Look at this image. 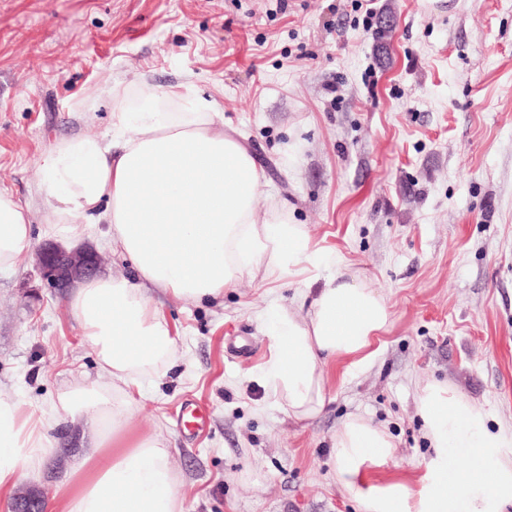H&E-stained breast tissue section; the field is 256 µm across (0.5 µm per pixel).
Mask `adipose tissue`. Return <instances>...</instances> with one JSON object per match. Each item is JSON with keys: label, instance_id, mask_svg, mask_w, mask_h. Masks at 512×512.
I'll list each match as a JSON object with an SVG mask.
<instances>
[{"label": "adipose tissue", "instance_id": "adipose-tissue-1", "mask_svg": "<svg viewBox=\"0 0 512 512\" xmlns=\"http://www.w3.org/2000/svg\"><path fill=\"white\" fill-rule=\"evenodd\" d=\"M216 99L188 98L181 88L147 92L136 112L112 115L110 143L89 137L62 142L46 158L41 186L56 236L71 238L73 216L104 221L129 277L83 281L69 304L99 371L112 386L84 379L60 390L48 410H25L0 396V494L21 474H39L54 447L50 432L90 408L91 448L66 472L51 512H183L171 454L157 435H135L128 386L174 359L175 338L150 295L161 288L189 303L212 301L256 267L270 276L302 277L305 316L278 303L261 313L272 348L263 378L297 419L321 412L325 367L339 358L371 362L374 339L392 314L385 296L349 271L341 257L309 247L305 225L258 215L263 175L225 130ZM31 243L27 209L0 192V271L13 268ZM416 411L434 455L420 490L393 478L369 491L364 473L395 455L392 436L354 415L334 437L337 484L362 512H505L512 507V460L503 431L490 430L485 409L451 384L420 387ZM467 465H459L458 455Z\"/></svg>", "mask_w": 512, "mask_h": 512}]
</instances>
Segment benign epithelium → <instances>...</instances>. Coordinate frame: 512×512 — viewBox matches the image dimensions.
<instances>
[{"mask_svg": "<svg viewBox=\"0 0 512 512\" xmlns=\"http://www.w3.org/2000/svg\"><path fill=\"white\" fill-rule=\"evenodd\" d=\"M37 261L42 280L58 291L72 287L77 281L96 277L102 265L101 256L91 248L67 250L54 243L37 247ZM43 503L41 493L21 492L12 498L10 512H42Z\"/></svg>", "mask_w": 512, "mask_h": 512, "instance_id": "7a95c632", "label": "benign epithelium"}]
</instances>
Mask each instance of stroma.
<instances>
[{"label":"stroma","instance_id":"1","mask_svg":"<svg viewBox=\"0 0 512 512\" xmlns=\"http://www.w3.org/2000/svg\"><path fill=\"white\" fill-rule=\"evenodd\" d=\"M374 2L393 16L382 54L356 0H0V190L28 210L33 242L0 272V396L38 410L82 378L110 382L37 271L55 222L41 171L65 139L110 141L113 113L147 86L217 99L264 175L260 212L305 225L392 313L373 362L329 363L323 410L299 421L262 377L258 320L273 300L297 308L298 283L259 271L198 305L154 290L178 361L146 379L128 427L165 438L183 512H359L334 471L353 414L396 444L375 480L419 490L433 450L415 398L432 379L512 434V0ZM78 225L104 275H129L106 225ZM233 336L251 356L227 353ZM189 402L208 409L195 434L177 422ZM93 415L53 430V456L17 490L53 499Z\"/></svg>","mask_w":512,"mask_h":512}]
</instances>
